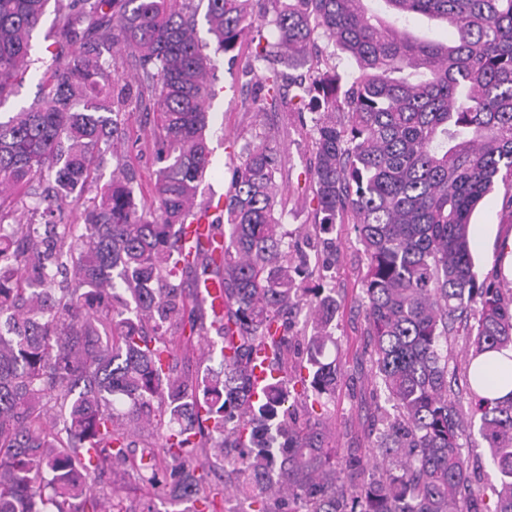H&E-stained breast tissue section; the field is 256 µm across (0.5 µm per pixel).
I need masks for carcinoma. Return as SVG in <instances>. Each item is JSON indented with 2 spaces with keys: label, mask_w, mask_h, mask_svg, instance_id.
<instances>
[{
  "label": "carcinoma",
  "mask_w": 512,
  "mask_h": 512,
  "mask_svg": "<svg viewBox=\"0 0 512 512\" xmlns=\"http://www.w3.org/2000/svg\"><path fill=\"white\" fill-rule=\"evenodd\" d=\"M49 2L0 0V106ZM195 2L68 0L46 46L47 92L0 120V512H127L104 482L127 466L191 512L231 498L244 512H512V392L486 395L509 370L473 366L512 351V288L499 271L479 276L470 244L472 214L500 184L512 215V0H383L401 18L446 21L447 43L409 37L363 0H206L217 53L255 15L274 26L254 56L264 108L312 114L323 250L336 251V225L355 233L365 354L391 405L372 416L371 463L337 456L325 421L339 303L334 288L302 287L330 266L291 254L276 148L244 149L221 241L179 232L212 162L215 60ZM330 44L356 71L328 64ZM283 55L300 72L279 68ZM131 106L152 114L151 206L115 150L112 180L79 203ZM209 279L219 312L198 297ZM196 338L209 357L220 347L219 369L192 368L184 343ZM258 351L269 377L257 393ZM476 422L498 478L492 506L463 453ZM136 438L145 455L130 464Z\"/></svg>",
  "instance_id": "obj_1"
}]
</instances>
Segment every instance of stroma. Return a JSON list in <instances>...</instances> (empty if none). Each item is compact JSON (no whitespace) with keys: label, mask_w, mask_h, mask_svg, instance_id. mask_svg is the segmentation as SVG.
Here are the masks:
<instances>
[{"label":"stroma","mask_w":512,"mask_h":512,"mask_svg":"<svg viewBox=\"0 0 512 512\" xmlns=\"http://www.w3.org/2000/svg\"><path fill=\"white\" fill-rule=\"evenodd\" d=\"M254 52V42L245 39L239 43L234 58L221 53L216 56L214 84L217 96L212 105L213 119L206 132L213 163L205 188L220 194L226 192L243 147L254 141L257 134L276 133L287 174L282 185V194L288 199L283 222L291 233L293 251L310 254L316 243L310 231L314 219L310 204L312 184L307 178L313 155L312 139L297 113L265 112L255 103L258 78L245 69ZM124 125L127 138L119 149L137 175L136 198L143 203L152 195L157 168L150 132L142 111L135 108L129 109ZM503 194V189H496L472 216L471 223L477 229L472 254L476 269L482 275L496 266L498 242L512 237V216L502 208ZM339 236L335 266L325 285L335 289L340 303L332 330L333 341L328 348L335 354L344 377L334 402L329 405L330 420L339 433V447L364 448L368 445L366 435L374 399L370 366L362 361V264L350 225L341 226Z\"/></svg>","instance_id":"35a3bbf8"}]
</instances>
